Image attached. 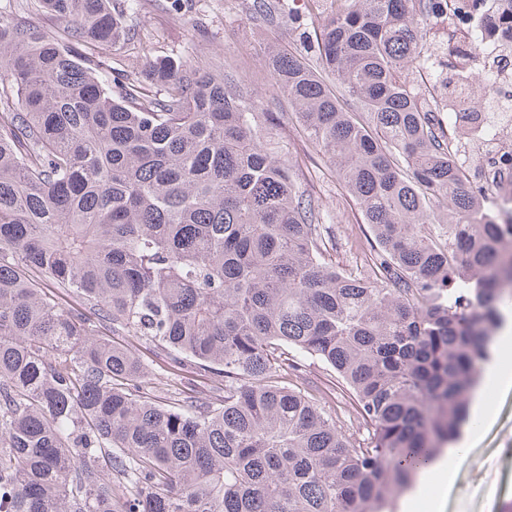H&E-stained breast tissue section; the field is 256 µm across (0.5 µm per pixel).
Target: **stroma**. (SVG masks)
I'll return each instance as SVG.
<instances>
[{
  "label": "stroma",
  "mask_w": 512,
  "mask_h": 512,
  "mask_svg": "<svg viewBox=\"0 0 512 512\" xmlns=\"http://www.w3.org/2000/svg\"><path fill=\"white\" fill-rule=\"evenodd\" d=\"M273 19L259 24L253 18L254 0H141L129 15L128 37L112 48L115 68L129 72L142 67V41H150L157 58H179L214 68L232 67L236 92L251 97L265 112L280 114L275 141L290 162L299 165L308 188L320 198L331 217L325 236L330 259L344 269L355 268L371 246L368 228L361 224L356 203L325 160L304 138L289 106L263 65L269 40L302 47L304 32L313 23L302 13V0H270ZM298 20H289L292 11ZM153 393L169 398L180 388L207 394L212 381L197 370L169 369L151 352H144ZM483 401L491 417L463 433L471 449L455 467L443 490L441 512H502L512 503V389L483 387Z\"/></svg>",
  "instance_id": "stroma-1"
}]
</instances>
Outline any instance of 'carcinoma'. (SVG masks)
<instances>
[{
    "mask_svg": "<svg viewBox=\"0 0 512 512\" xmlns=\"http://www.w3.org/2000/svg\"><path fill=\"white\" fill-rule=\"evenodd\" d=\"M35 2L65 36L0 13V512H397L512 314V220L454 148L491 113L443 122L413 79L458 0H306L314 56L265 50L373 235L355 271L228 77L146 44L99 77L139 0ZM125 336L219 386L156 401ZM310 360L362 434L301 386Z\"/></svg>",
    "mask_w": 512,
    "mask_h": 512,
    "instance_id": "1",
    "label": "carcinoma"
}]
</instances>
